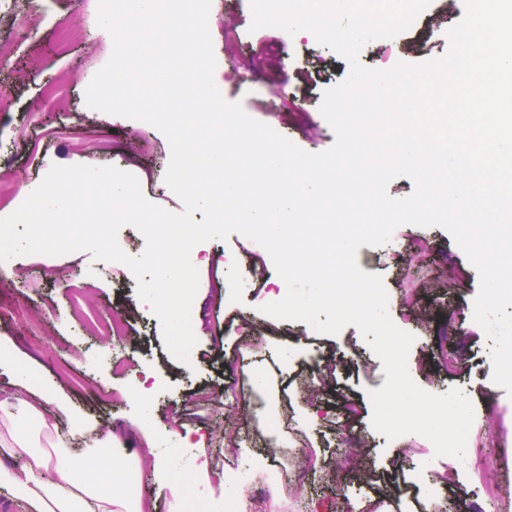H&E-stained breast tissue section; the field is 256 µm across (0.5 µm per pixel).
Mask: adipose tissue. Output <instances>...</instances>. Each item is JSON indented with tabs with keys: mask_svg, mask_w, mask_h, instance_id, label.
Returning <instances> with one entry per match:
<instances>
[{
	"mask_svg": "<svg viewBox=\"0 0 512 512\" xmlns=\"http://www.w3.org/2000/svg\"><path fill=\"white\" fill-rule=\"evenodd\" d=\"M14 384L15 392L0 400V482L11 485L33 512H142L141 499L127 487L133 473L154 461V448H131L109 434L82 453L64 454L58 424L46 416L51 394L35 389L24 368L15 370ZM44 435L51 437L50 447L40 446ZM51 469L53 482L44 478Z\"/></svg>",
	"mask_w": 512,
	"mask_h": 512,
	"instance_id": "adipose-tissue-1",
	"label": "adipose tissue"
}]
</instances>
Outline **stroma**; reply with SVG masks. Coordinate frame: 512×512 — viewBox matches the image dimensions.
Returning <instances> with one entry per match:
<instances>
[{
    "instance_id": "obj_1",
    "label": "stroma",
    "mask_w": 512,
    "mask_h": 512,
    "mask_svg": "<svg viewBox=\"0 0 512 512\" xmlns=\"http://www.w3.org/2000/svg\"><path fill=\"white\" fill-rule=\"evenodd\" d=\"M100 0H10L23 27L0 24V208L13 213L55 165L114 166L134 174L145 198L179 213L184 205L168 187L171 156L167 137L137 119L90 112L84 107L92 79L110 60L114 43L98 24ZM447 8L427 48L405 51L407 34L368 42L359 54L368 68L389 70L445 56L447 31L464 15L463 0H431L430 11ZM250 0H211L208 27L217 66L214 82L225 99L240 103L251 118L270 126L302 150L321 153L335 141L320 112L326 89L345 80L348 61L313 33L252 29ZM66 24L70 48L56 50V27ZM243 42L239 61L225 63L224 38ZM359 267L379 274L390 298L392 321L414 337L408 356L411 378L424 390L459 388L472 402L474 421L467 453H482V471L467 461L436 455L425 437L409 433L387 439L372 425L370 393L383 386V365L360 330L345 326L334 335L315 332L301 321L262 313L281 300L287 287L261 245L241 234L199 243L191 261L199 274L192 329L197 339L188 362L165 348L161 324L137 293L129 268L97 261L87 251L11 257L0 272V336L9 337L16 364L33 385L52 391L71 409L60 417L70 433L69 453L83 452L95 436L122 430L132 446L152 440L160 457L191 446L172 477L187 487L192 512H209L214 501L258 502L261 480L249 478L247 458L227 452L214 432L221 416L241 447L269 457L274 474H288L292 489H279V504L267 512H300L301 501L316 512H353L370 500L403 512H512V497L494 496L487 483H504L512 462V396L492 380V340L473 321L479 276L463 250L442 227L398 226L388 242L361 246ZM464 320L457 335L441 336L449 312ZM122 315L129 334L121 341L104 326ZM455 354L463 370H439L441 351ZM332 357L337 369L321 394L324 416L311 414L301 383L316 385L318 366ZM125 359L150 375L151 421L136 428L142 408L132 380L114 374ZM360 413L347 421L345 399ZM81 416L87 432L70 429ZM358 439L344 464L336 443ZM305 448L317 463L302 464ZM239 476L228 485L225 473Z\"/></svg>"
}]
</instances>
